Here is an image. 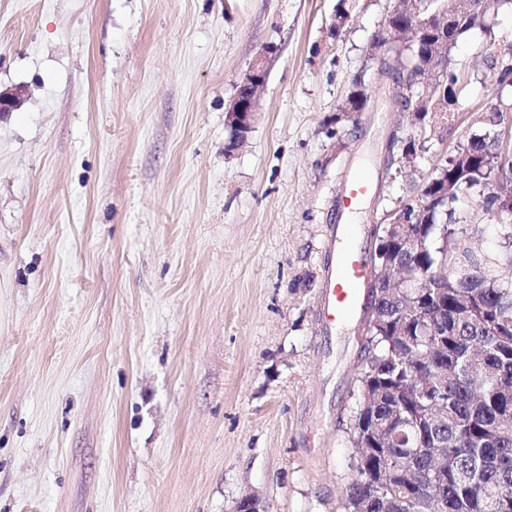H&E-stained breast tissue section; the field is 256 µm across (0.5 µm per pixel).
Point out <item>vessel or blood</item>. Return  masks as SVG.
<instances>
[{"mask_svg": "<svg viewBox=\"0 0 512 512\" xmlns=\"http://www.w3.org/2000/svg\"><path fill=\"white\" fill-rule=\"evenodd\" d=\"M376 192L370 174L355 172L346 180L336 202V222L329 229L322 283L321 322L324 330H332L337 322L353 315L361 302V290L369 269L364 250L355 240L351 217Z\"/></svg>", "mask_w": 512, "mask_h": 512, "instance_id": "obj_1", "label": "vessel or blood"}]
</instances>
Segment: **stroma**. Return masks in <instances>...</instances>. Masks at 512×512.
Masks as SVG:
<instances>
[{
  "label": "stroma",
  "instance_id": "1",
  "mask_svg": "<svg viewBox=\"0 0 512 512\" xmlns=\"http://www.w3.org/2000/svg\"><path fill=\"white\" fill-rule=\"evenodd\" d=\"M0 0V512H345L353 448L336 418L355 324L317 325L328 228L346 177L378 193L360 231L414 196L438 160L512 122L484 59L512 4L460 36L470 80L414 168L383 171L396 112L330 123L394 0ZM246 142L226 112L265 46ZM496 254L512 226L483 221ZM322 446L304 449L311 414Z\"/></svg>",
  "mask_w": 512,
  "mask_h": 512
}]
</instances>
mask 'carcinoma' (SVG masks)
I'll return each mask as SVG.
<instances>
[{"label": "carcinoma", "mask_w": 512, "mask_h": 512, "mask_svg": "<svg viewBox=\"0 0 512 512\" xmlns=\"http://www.w3.org/2000/svg\"><path fill=\"white\" fill-rule=\"evenodd\" d=\"M477 2L476 14L444 33L390 40L379 31L372 38L373 46L389 44L386 56L397 61L378 72V93L386 95L390 80L407 87L399 111H412L430 92L448 102L435 115L429 106L413 110L414 131L403 143L416 156L426 150V126L452 121L467 87L429 44L443 36L452 49L502 7ZM432 66L445 76L433 91L426 83ZM489 71L497 84L512 83V53L502 51ZM498 120L505 121L500 109L486 119L485 134L459 140L432 180L400 206L425 244L402 257L409 281L396 290L382 285L387 295L375 300L373 282L365 288L361 308L376 305L389 322L358 339L353 380L367 384L374 400L350 410L349 433L352 447L366 449L357 453V468L373 481H350L346 502L354 512H512V327L502 323L512 315V279L499 275L512 253L477 255L466 242L471 220L456 208L460 197L477 194L495 164ZM441 263L450 278L421 279Z\"/></svg>", "instance_id": "obj_1"}]
</instances>
